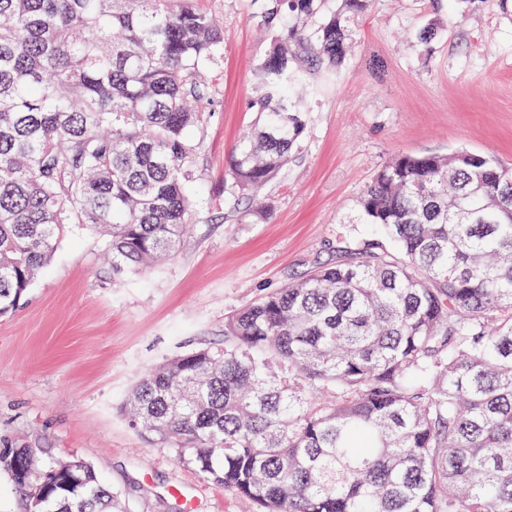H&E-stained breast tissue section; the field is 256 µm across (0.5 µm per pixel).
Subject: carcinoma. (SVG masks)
Listing matches in <instances>:
<instances>
[{"mask_svg": "<svg viewBox=\"0 0 512 512\" xmlns=\"http://www.w3.org/2000/svg\"><path fill=\"white\" fill-rule=\"evenodd\" d=\"M271 32L230 207L288 164L298 86L339 66L370 0H254ZM224 23L196 0H0V317L68 224L108 239L112 275L168 258L213 111ZM358 204L380 237L336 251L224 323V349L150 369L132 425L252 512H512V167L398 154ZM14 449L28 512H112L86 460Z\"/></svg>", "mask_w": 512, "mask_h": 512, "instance_id": "carcinoma-1", "label": "carcinoma"}]
</instances>
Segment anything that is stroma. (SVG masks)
Masks as SVG:
<instances>
[{"instance_id": "obj_1", "label": "stroma", "mask_w": 512, "mask_h": 512, "mask_svg": "<svg viewBox=\"0 0 512 512\" xmlns=\"http://www.w3.org/2000/svg\"><path fill=\"white\" fill-rule=\"evenodd\" d=\"M224 23L210 68L214 112L201 134L200 206L163 264L113 277L106 242L69 225L48 270L0 318V448H49L88 461L119 512H242L237 497L167 446L140 435L123 405L149 369L188 351L224 346L233 313L335 261L369 227L357 199L398 154L455 150L512 166V9L502 0H372L356 14L354 48L315 75L307 132L263 190L270 210L226 203L228 161L263 91L270 41L249 0H198ZM439 23L421 46L416 32Z\"/></svg>"}]
</instances>
